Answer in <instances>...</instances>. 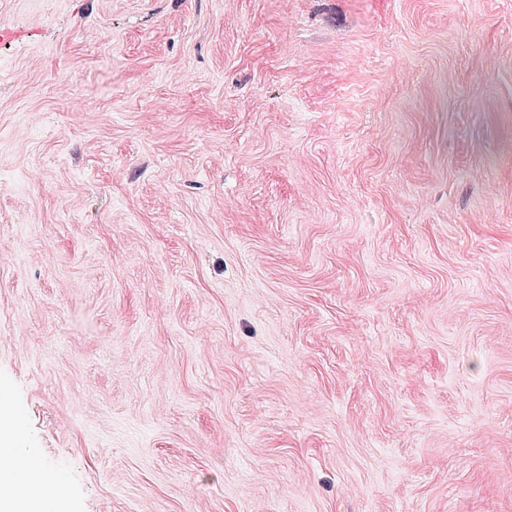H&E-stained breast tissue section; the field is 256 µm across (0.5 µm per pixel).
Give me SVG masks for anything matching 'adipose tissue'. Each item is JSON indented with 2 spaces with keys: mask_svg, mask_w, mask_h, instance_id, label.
<instances>
[{
  "mask_svg": "<svg viewBox=\"0 0 512 512\" xmlns=\"http://www.w3.org/2000/svg\"><path fill=\"white\" fill-rule=\"evenodd\" d=\"M20 432L11 414L0 408V457H11L8 465H0V512H62L64 493L52 500L43 499L35 489L43 471L33 464L32 454H18Z\"/></svg>",
  "mask_w": 512,
  "mask_h": 512,
  "instance_id": "obj_1",
  "label": "adipose tissue"
}]
</instances>
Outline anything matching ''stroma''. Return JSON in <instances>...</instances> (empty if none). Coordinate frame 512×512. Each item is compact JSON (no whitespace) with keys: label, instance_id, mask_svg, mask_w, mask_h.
<instances>
[{"label":"stroma","instance_id":"obj_1","mask_svg":"<svg viewBox=\"0 0 512 512\" xmlns=\"http://www.w3.org/2000/svg\"><path fill=\"white\" fill-rule=\"evenodd\" d=\"M2 11L0 386L69 512H512V0Z\"/></svg>","mask_w":512,"mask_h":512}]
</instances>
